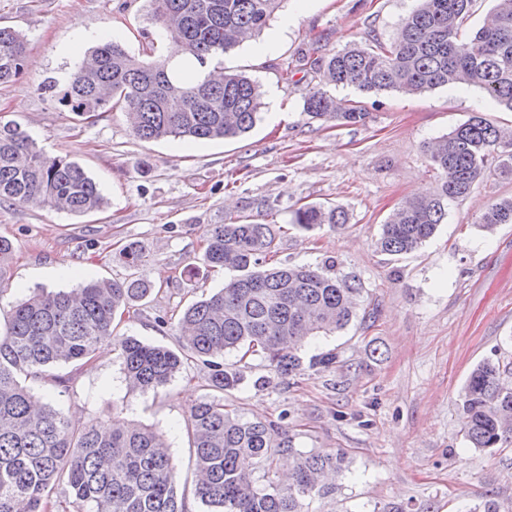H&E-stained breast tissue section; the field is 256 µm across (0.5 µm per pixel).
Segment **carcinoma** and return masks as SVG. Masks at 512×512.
Returning <instances> with one entry per match:
<instances>
[{
	"instance_id": "obj_1",
	"label": "carcinoma",
	"mask_w": 512,
	"mask_h": 512,
	"mask_svg": "<svg viewBox=\"0 0 512 512\" xmlns=\"http://www.w3.org/2000/svg\"><path fill=\"white\" fill-rule=\"evenodd\" d=\"M169 50L156 55L148 43L136 56L117 39H106L55 91L58 102L90 120L100 112L128 113L133 135L143 141L234 138L247 133L262 107L259 85L224 71V54L252 39L282 0H147ZM474 0H418L386 44L350 43L322 51L311 43L299 57L318 78L304 99L312 118L356 124L359 105L342 104L326 87L354 86L365 93L417 94L448 85L476 86L512 112V0H496L494 26L467 37L461 29ZM23 36L0 28V85L24 70ZM430 161L439 172L436 192L412 197L382 225L381 252L411 253L431 238L448 216V205L466 198L488 171L512 178V140L479 115L437 140ZM21 203L84 215L99 211L104 197L95 180L67 155H47L16 124L0 125V203ZM341 206L304 205L291 224L311 230L348 223ZM512 224V198L488 204L479 226L493 231ZM277 231L272 224L232 218L210 224L200 261L232 272L224 288L193 302L180 315V352L135 337L118 343L125 379L135 390L166 385L192 358L208 369L207 387L235 390L241 372L224 368L232 352L260 356L279 378L301 370L296 350L316 336L345 329L357 317L361 288L349 276L310 265L269 267ZM152 285L130 276L92 280L69 292L36 293L13 308L0 333V512H186L177 491V465L164 435L130 420L116 427L97 417L73 426L60 410L32 400L27 381L63 382L54 369L80 367L112 339L120 309L145 299ZM509 368L485 361L471 372L462 395L465 437L471 447L495 448L512 436ZM192 448L201 512H312L316 499L336 492L350 473L342 452L300 451L274 420L249 421L204 396L184 420ZM68 498L53 499L59 486Z\"/></svg>"
}]
</instances>
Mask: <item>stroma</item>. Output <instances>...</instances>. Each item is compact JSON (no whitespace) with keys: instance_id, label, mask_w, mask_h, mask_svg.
I'll list each match as a JSON object with an SVG mask.
<instances>
[{"instance_id":"1","label":"stroma","mask_w":512,"mask_h":512,"mask_svg":"<svg viewBox=\"0 0 512 512\" xmlns=\"http://www.w3.org/2000/svg\"><path fill=\"white\" fill-rule=\"evenodd\" d=\"M417 0H283L252 41L230 52L225 67L256 80L261 118L244 136L191 141L135 138L126 115L105 112L82 121L39 89L65 82L95 40V28L132 54L168 41L147 0H0V26L26 41L24 71L0 87V120L13 121L51 155H70L97 182L102 210L77 216L32 205H0V236L14 253L0 274V329L12 308L37 290L136 275L152 285L115 327L177 351V320L193 301L223 287L220 268L198 266L208 225L226 217L276 225V265L336 264L358 279V318L299 352L302 370L271 375L249 359L239 387L224 395L246 420L284 417L296 448L343 450L351 472L316 512H480L495 500L512 512V438L499 447H470L464 435L463 388L485 360L512 363V224L483 231L484 205L512 198V179L487 173L418 250L392 257L377 247L380 229L402 201L434 191L438 173L427 145L471 115L512 126V112L479 88L448 86L407 95L330 87L336 98L366 111L365 122L333 125L307 116L303 102L315 82L298 56L313 37L330 49L372 38L392 41ZM293 77L283 80L282 67ZM340 205L349 221L338 229L305 231L290 222L306 204ZM137 243L142 258L125 265L118 253ZM333 352L325 371L312 355ZM113 343L84 367L57 369L63 384L34 382L40 402L75 424L114 410L162 429L179 469L187 512H201L184 419L207 395V370L185 363L166 386L130 390Z\"/></svg>"}]
</instances>
